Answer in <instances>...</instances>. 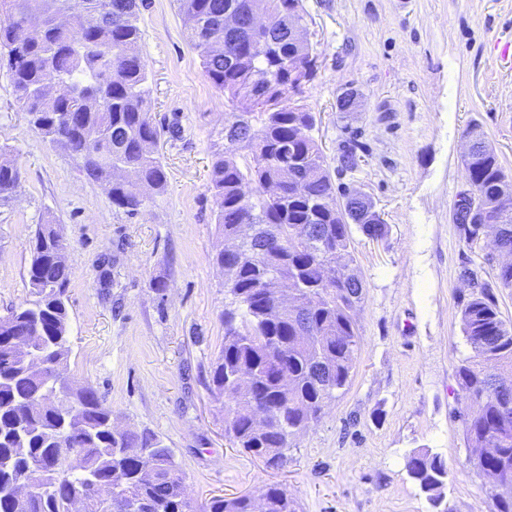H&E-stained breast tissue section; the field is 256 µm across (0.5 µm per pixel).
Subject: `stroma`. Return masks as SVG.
I'll return each instance as SVG.
<instances>
[{
    "instance_id": "1",
    "label": "stroma",
    "mask_w": 512,
    "mask_h": 512,
    "mask_svg": "<svg viewBox=\"0 0 512 512\" xmlns=\"http://www.w3.org/2000/svg\"><path fill=\"white\" fill-rule=\"evenodd\" d=\"M304 5L317 68L299 101L317 117L329 167L351 135L365 143L342 181L369 195L389 232L378 241L352 233L365 292L361 351L347 392L292 438L286 462L271 467L235 448L211 391L229 295L207 186L232 107L205 77L176 0L140 8L138 49L166 185L136 216L29 124L0 66V146L21 175L17 195L0 204V317L32 301L29 240L54 217L72 271L67 375L97 391L118 427L163 440L192 501L279 483L301 512H494L490 481L465 464L456 370L470 349L458 301L470 291L464 266L489 281L502 258L490 239L461 241L452 213L471 123L512 170V62L494 50L512 37V0ZM348 84L361 111L336 109ZM421 448L448 464L437 507L404 469Z\"/></svg>"
}]
</instances>
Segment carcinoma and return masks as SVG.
Instances as JSON below:
<instances>
[{
  "label": "carcinoma",
  "instance_id": "obj_1",
  "mask_svg": "<svg viewBox=\"0 0 512 512\" xmlns=\"http://www.w3.org/2000/svg\"><path fill=\"white\" fill-rule=\"evenodd\" d=\"M0 0V61L11 73L14 100L40 134L82 162L85 175L102 183L112 205L133 217L166 182L154 147L158 130L149 115L146 72L138 50V0ZM179 13L212 85L235 103L248 94L262 109L240 127L239 145L218 154L208 190L218 209L215 223L226 240L242 224H264L245 256L219 252L225 286L235 308L224 312V349L213 368V391L224 407V428L237 448L277 466L291 439L318 421L327 404L348 389L361 348L355 311L363 283L354 281L349 217L368 238L382 239L387 224L372 201L341 211L328 201L346 194L333 181L314 136L316 115L305 105L279 101L299 89L290 68L302 65L313 77L311 47L290 35L305 24L303 0H177ZM266 14L267 29L242 27L224 32V12ZM271 76L253 85L255 70ZM362 142H345L337 173L357 169ZM122 163L134 180H116ZM481 204L495 222V244L507 257L493 282L466 269L471 292L458 302L460 326L471 355L456 378L463 407L459 417L471 457L480 472L512 476V327L503 320L497 290L512 289V206L501 199L512 180L496 152L480 149L468 167ZM15 157L0 149V201L17 192ZM251 187L246 196L243 187ZM481 224H458L467 244L482 234ZM67 243L56 225H38L29 240L27 277L35 300L0 322V512H18L14 487L34 475L43 481L24 512H68L73 494L97 492L87 512H116L102 495L132 490L126 512H253L248 496L214 497L194 507L170 448L154 433L119 430L112 409L88 385L61 378L55 366L71 353L67 291ZM288 279L300 306L283 313L275 305L273 279ZM23 340L39 362L28 365L15 344ZM288 371V385L281 373ZM239 372L253 375L249 392L234 383ZM268 417L267 429L252 421ZM139 448L152 460L145 469L126 453ZM63 457L78 466L58 472ZM408 477L437 506L448 481L445 460L427 450L404 459ZM268 512H299L298 501L279 484L260 488Z\"/></svg>",
  "mask_w": 512,
  "mask_h": 512
}]
</instances>
